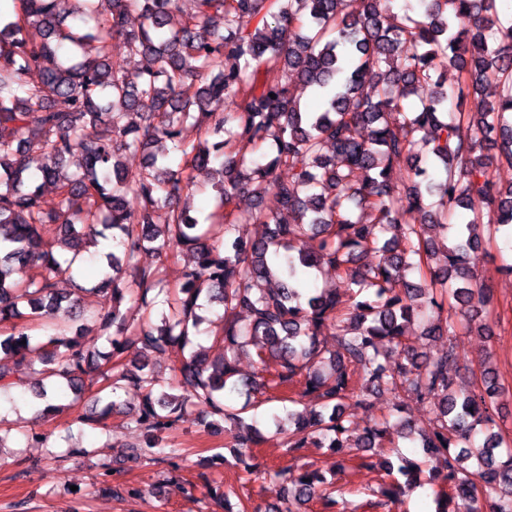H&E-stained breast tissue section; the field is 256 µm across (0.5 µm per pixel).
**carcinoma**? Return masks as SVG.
<instances>
[{
  "instance_id": "carcinoma-1",
  "label": "carcinoma",
  "mask_w": 512,
  "mask_h": 512,
  "mask_svg": "<svg viewBox=\"0 0 512 512\" xmlns=\"http://www.w3.org/2000/svg\"><path fill=\"white\" fill-rule=\"evenodd\" d=\"M10 2L12 10L0 11V393L21 366L45 380L41 400L49 387L77 399L99 375L109 401L83 422L103 430L119 407L118 391L134 388L142 408L133 422L145 440L133 453L161 461L170 459L165 432L188 407L202 405L213 417L205 426L231 419L244 429L233 458L249 474L261 434L242 414L264 403L252 401L258 393L298 405L313 399L309 418L290 410L288 424L274 419L289 451L334 448L345 453L338 467L365 469L375 467L368 452L412 430L375 422L353 445V418L370 411L378 391L413 395L436 411L421 443L443 459L442 471L429 476L444 483L435 512H480L485 504L512 512V445L492 431L491 411L505 396L496 373L485 367L454 392V346L427 356L404 342L425 306L433 311L426 335L452 336L443 315L450 298L470 328L489 315L488 289L464 257L489 230L512 250V185L496 188L489 178L494 163L512 166V21H502L497 0H407L401 16L395 0H362L357 13L353 0H192L177 23V0ZM301 8L304 33L287 44L283 30ZM134 9L144 18L136 30L127 28ZM245 16L259 18L254 30L238 26ZM117 36L129 55L150 57L152 69L129 74L114 62ZM407 43L413 51L403 50ZM450 68L452 89L441 81ZM33 69L37 83L28 80ZM292 78L312 89L316 109L293 98ZM422 83L435 90L415 106L410 96ZM34 140L44 155L40 179L58 190L52 209L28 175L24 148ZM167 141L184 167L171 168L163 151L135 171L122 164L120 153ZM423 148L438 173L420 166ZM74 154L84 166L63 172ZM221 157L219 210L202 220L191 205L192 172ZM281 167L291 173L286 180ZM396 167L409 170L410 185L392 184ZM130 192L137 211L127 206ZM269 193L283 212L263 211ZM241 194L253 198L254 210L237 215ZM476 200L489 210L486 223L472 210ZM160 208L169 210L163 226L153 221ZM250 224L266 232L249 238ZM108 231L112 251L101 279L60 294L56 280H74L85 241ZM369 249L377 261H362ZM148 250L158 264L140 265ZM181 252L190 259L172 290L162 267ZM324 268L336 272L347 300L337 288L308 292L313 272ZM414 270L418 283L407 280ZM107 290L112 305L92 316L101 334L90 342L61 330L34 340L16 324L26 309L80 320L81 295ZM215 305L223 308L224 352L210 362L194 339L207 321L201 312ZM325 330L330 346L317 341ZM169 347L191 348L174 367L178 395L157 391L149 363ZM251 349L259 365L271 356L279 368L236 379L237 358ZM132 350L144 358L134 372L123 364ZM228 391L246 395L245 403L234 407ZM479 425L485 438L473 450ZM398 472L406 481L382 491L389 500L420 484L419 463L403 458ZM270 477L292 487L279 512H300L314 498L326 509L336 504L317 469L283 466ZM236 496L227 485L216 499L224 512H247L243 503L231 506Z\"/></svg>"
}]
</instances>
